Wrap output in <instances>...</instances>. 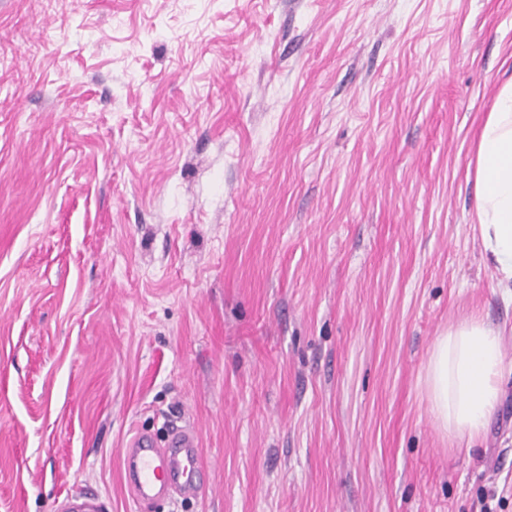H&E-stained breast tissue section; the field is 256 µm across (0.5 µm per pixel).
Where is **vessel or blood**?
Instances as JSON below:
<instances>
[{"label":"vessel or blood","mask_w":512,"mask_h":512,"mask_svg":"<svg viewBox=\"0 0 512 512\" xmlns=\"http://www.w3.org/2000/svg\"><path fill=\"white\" fill-rule=\"evenodd\" d=\"M194 430L177 428L166 447L133 436L123 450L124 479L132 501L146 502L171 493L198 496L205 465Z\"/></svg>","instance_id":"1"}]
</instances>
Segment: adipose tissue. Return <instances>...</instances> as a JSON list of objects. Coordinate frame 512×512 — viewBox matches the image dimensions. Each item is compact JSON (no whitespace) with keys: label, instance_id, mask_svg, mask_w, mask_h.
I'll use <instances>...</instances> for the list:
<instances>
[{"label":"adipose tissue","instance_id":"1","mask_svg":"<svg viewBox=\"0 0 512 512\" xmlns=\"http://www.w3.org/2000/svg\"><path fill=\"white\" fill-rule=\"evenodd\" d=\"M474 210L485 264L512 289V81L500 89L474 143ZM501 327L470 316L437 337L426 369L442 429L475 441L501 397L505 370Z\"/></svg>","mask_w":512,"mask_h":512}]
</instances>
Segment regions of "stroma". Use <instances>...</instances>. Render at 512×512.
<instances>
[{"instance_id": "35a3bbf8", "label": "stroma", "mask_w": 512, "mask_h": 512, "mask_svg": "<svg viewBox=\"0 0 512 512\" xmlns=\"http://www.w3.org/2000/svg\"><path fill=\"white\" fill-rule=\"evenodd\" d=\"M512 0L0 6V512H137L122 450L193 428L147 512H512V376L475 444L432 346L508 328L473 142Z\"/></svg>"}]
</instances>
